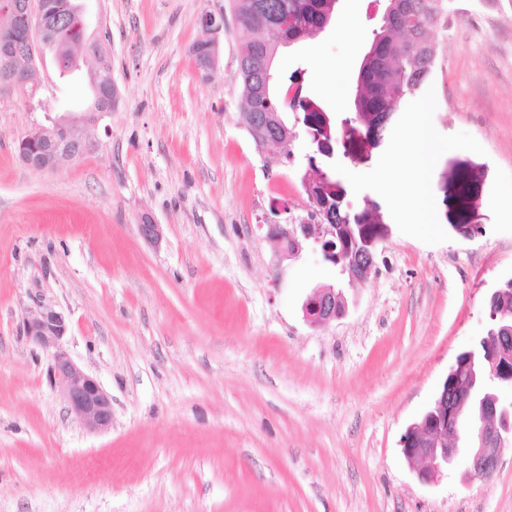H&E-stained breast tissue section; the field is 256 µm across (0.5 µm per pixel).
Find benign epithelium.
Segmentation results:
<instances>
[{"label": "benign epithelium", "instance_id": "1", "mask_svg": "<svg viewBox=\"0 0 512 512\" xmlns=\"http://www.w3.org/2000/svg\"><path fill=\"white\" fill-rule=\"evenodd\" d=\"M54 21H45L42 0H0V12L12 18H23L28 28L27 43L0 52V94L9 95L36 83V58L44 50L55 52L60 73L81 70V62L99 54L100 40L85 37V20L80 0L51 2ZM73 25L78 38L73 42L60 39V27ZM202 27L211 34L224 30V12H205L200 19ZM90 100L77 112L55 119L50 125H37L27 132L17 145V156L29 169L53 172L63 163L82 158L95 150L97 141L89 128L97 125L102 116L112 111V82H104L97 73L89 75ZM251 133L258 146L283 148L290 140L288 130L280 125L275 112H266L262 120H253ZM318 211L300 224H271L270 233L284 243L287 255H296L309 240L321 246L325 257L336 260L335 225L315 222ZM140 235L150 243L162 240V228L148 216L138 225ZM389 236L386 224L376 225L375 236L368 240L366 260H351L344 266L350 280L366 281L375 266L379 245ZM307 321L324 326L343 316L341 293L332 287L313 292L303 304ZM23 333L51 357L50 377L62 392L69 410L84 428L103 433L112 427V400L99 381L83 371L64 348L68 323L55 306L37 303L24 311ZM464 398L448 399V382H443L434 407L422 419L407 427L401 436L402 452L410 460L425 466L418 471L424 483H434L448 466L462 461L463 476L469 479L485 478L497 468L502 451L512 441V419L496 415V410L471 417L463 411Z\"/></svg>", "mask_w": 512, "mask_h": 512}]
</instances>
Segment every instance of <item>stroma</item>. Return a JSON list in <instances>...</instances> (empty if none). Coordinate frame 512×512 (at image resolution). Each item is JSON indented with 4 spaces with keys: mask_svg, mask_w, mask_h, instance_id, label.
<instances>
[{
    "mask_svg": "<svg viewBox=\"0 0 512 512\" xmlns=\"http://www.w3.org/2000/svg\"><path fill=\"white\" fill-rule=\"evenodd\" d=\"M84 6L117 92L97 149L50 173L16 156L47 115L89 97L52 52L33 90L0 96V512H512V447L490 478L425 484L400 446L512 279V0L441 35L434 77L378 145L340 139L323 159L349 204L375 201L390 228L363 283L318 246L288 258L268 235L307 218L315 147L298 132L266 167L240 110L230 0ZM385 7L338 0L327 30L279 48L278 89L298 75L334 121L351 116ZM207 11L224 30L206 73L192 47ZM422 109L441 147V223L424 229L392 206L409 193L398 151ZM145 215L160 243L140 236ZM323 286L346 310L315 326L303 304ZM38 302L67 317L66 350L110 395L108 432L70 413L22 334Z\"/></svg>",
    "mask_w": 512,
    "mask_h": 512,
    "instance_id": "obj_1",
    "label": "stroma"
}]
</instances>
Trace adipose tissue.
I'll return each instance as SVG.
<instances>
[{
    "label": "adipose tissue",
    "mask_w": 512,
    "mask_h": 512,
    "mask_svg": "<svg viewBox=\"0 0 512 512\" xmlns=\"http://www.w3.org/2000/svg\"><path fill=\"white\" fill-rule=\"evenodd\" d=\"M435 143L425 116H418L408 141L402 146V172L411 188L412 205L406 220L416 224H435L439 218L431 204L430 167Z\"/></svg>",
    "instance_id": "1"
}]
</instances>
